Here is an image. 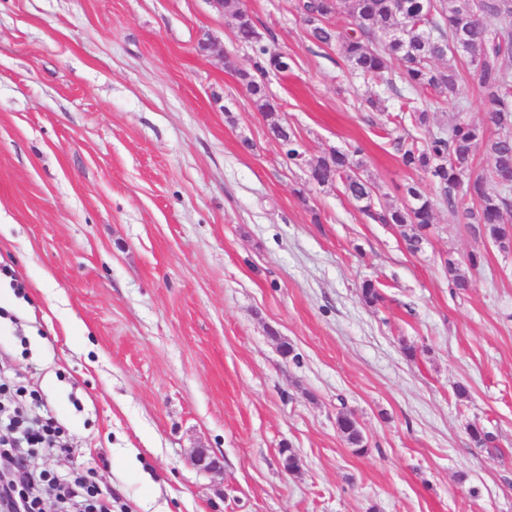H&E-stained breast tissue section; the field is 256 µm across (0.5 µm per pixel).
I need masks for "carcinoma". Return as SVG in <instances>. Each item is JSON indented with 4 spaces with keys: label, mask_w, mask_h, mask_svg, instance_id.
Wrapping results in <instances>:
<instances>
[{
    "label": "carcinoma",
    "mask_w": 512,
    "mask_h": 512,
    "mask_svg": "<svg viewBox=\"0 0 512 512\" xmlns=\"http://www.w3.org/2000/svg\"><path fill=\"white\" fill-rule=\"evenodd\" d=\"M297 10L309 35L318 43L336 44L353 73L364 77L382 74L395 59L399 70L389 84L398 81L432 91V99L403 104L415 124L427 123L438 99L452 100L460 95L462 76L457 67L437 65L447 56L469 59L483 92L486 114L485 123H473L467 118V107L460 103L448 128L424 141L407 136L394 142L403 166L424 174L433 183V196L416 183L408 184L405 194L409 203L377 209L374 185L361 174L359 145L324 156L313 180L324 186H341L373 221L399 228L412 252L421 250L424 231L433 224L438 201L483 239L493 244L512 243V71L503 64L505 55L512 52V0H477L473 11L465 0H298ZM224 12L233 18L235 38L255 55L250 70L237 68L227 56L224 65L246 86L257 110L276 111L266 81L270 75L285 71L287 63L263 44L253 17L239 7L238 0H225ZM342 13L351 21L345 34L328 25L332 16ZM271 131L288 162L299 165L304 151L297 136L277 123L271 125ZM479 149L489 162L486 174L475 168ZM489 180L496 189L488 188ZM445 271L452 293L463 294L470 288V279L459 264L447 260ZM336 428L357 453L368 450L352 413L338 412Z\"/></svg>",
    "instance_id": "1"
}]
</instances>
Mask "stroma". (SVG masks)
Here are the masks:
<instances>
[{
  "instance_id": "35a3bbf8",
  "label": "stroma",
  "mask_w": 512,
  "mask_h": 512,
  "mask_svg": "<svg viewBox=\"0 0 512 512\" xmlns=\"http://www.w3.org/2000/svg\"><path fill=\"white\" fill-rule=\"evenodd\" d=\"M244 4L288 55L271 119L200 49L254 62L210 0H0V269L21 285L0 382L62 430L28 468L87 477L112 512H512V253L442 203L411 252L269 134L292 128L311 162L361 145L377 208L396 207L433 186L395 138H429L456 102L400 120L410 89L352 77L297 0ZM472 253L451 295L444 261ZM336 428L351 448L359 454L368 450L358 422L350 412L341 411L336 415Z\"/></svg>"
}]
</instances>
